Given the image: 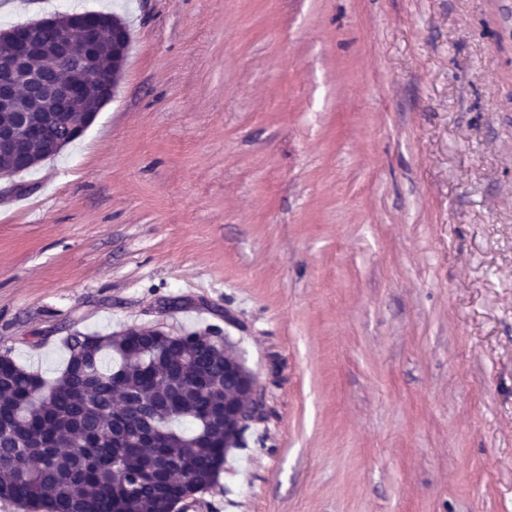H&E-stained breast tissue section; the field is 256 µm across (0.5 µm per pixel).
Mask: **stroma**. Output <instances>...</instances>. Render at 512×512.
I'll use <instances>...</instances> for the list:
<instances>
[{
    "instance_id": "obj_1",
    "label": "stroma",
    "mask_w": 512,
    "mask_h": 512,
    "mask_svg": "<svg viewBox=\"0 0 512 512\" xmlns=\"http://www.w3.org/2000/svg\"><path fill=\"white\" fill-rule=\"evenodd\" d=\"M120 16L0 180V354L220 329L264 393L186 512H512V0H0Z\"/></svg>"
}]
</instances>
